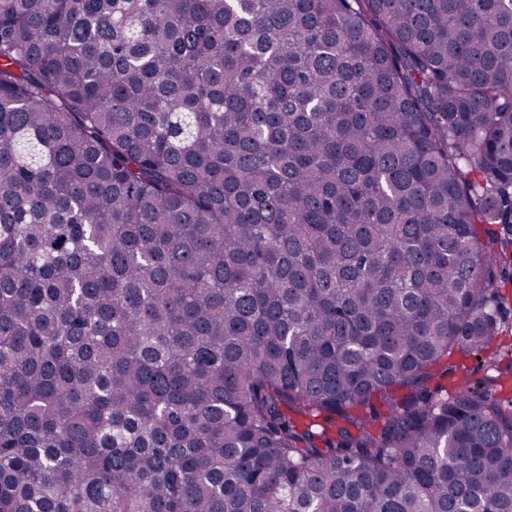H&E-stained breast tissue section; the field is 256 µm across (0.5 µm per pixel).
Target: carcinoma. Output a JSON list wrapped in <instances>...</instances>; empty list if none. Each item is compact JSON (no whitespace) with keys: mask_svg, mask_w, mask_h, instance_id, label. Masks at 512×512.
I'll use <instances>...</instances> for the list:
<instances>
[{"mask_svg":"<svg viewBox=\"0 0 512 512\" xmlns=\"http://www.w3.org/2000/svg\"><path fill=\"white\" fill-rule=\"evenodd\" d=\"M505 283L512 0H0V512H512ZM512 350V331L502 336L497 337L489 349L482 353L481 360L471 355L467 358L457 357L448 362V376L443 381L445 385H448V391H452L456 386L462 383H468L470 385H481L488 386L489 378L495 373L490 371L487 367V361L485 357L489 354L499 351L501 353L507 350Z\"/></svg>","mask_w":512,"mask_h":512,"instance_id":"cac0c4a2","label":"carcinoma"}]
</instances>
